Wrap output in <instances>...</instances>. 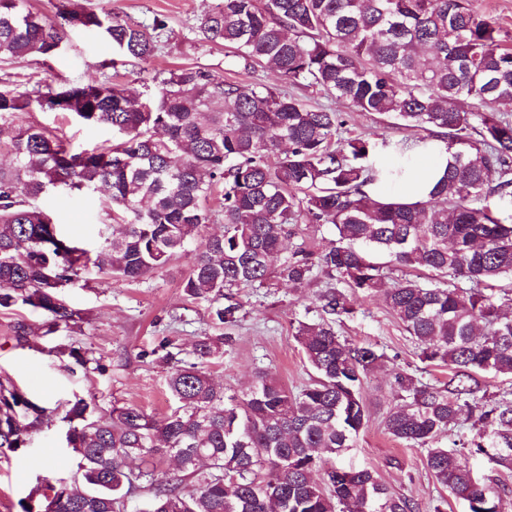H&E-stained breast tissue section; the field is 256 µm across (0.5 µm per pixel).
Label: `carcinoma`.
Listing matches in <instances>:
<instances>
[{
    "instance_id": "cac0c4a2",
    "label": "carcinoma",
    "mask_w": 512,
    "mask_h": 512,
    "mask_svg": "<svg viewBox=\"0 0 512 512\" xmlns=\"http://www.w3.org/2000/svg\"><path fill=\"white\" fill-rule=\"evenodd\" d=\"M56 20L25 0H0V59L55 55L69 29L91 31L127 60L154 55L166 22L134 24L59 0ZM222 41L249 70L270 67L290 87H314L357 112L395 120L413 134L370 138L345 129L341 113L312 106L281 86L226 82L201 66L154 77L142 101L117 83H78L36 98L0 89V126L14 128L12 163L0 167V310L42 312L44 334L76 323L58 289L80 281L85 250L57 236L39 200L56 183L111 191L112 223L100 263L109 278L137 281L198 242L184 282L208 304L213 323L231 327L242 305L230 290L266 284L289 225L329 224L335 240L298 247L278 275L305 288L323 274L319 318L300 321L295 339L314 373L292 393L260 372L246 395H224L196 363L184 364L167 339L152 354L171 365L167 388L178 407L158 420L134 404L97 411L68 402L65 440L78 481L37 490L52 512H124L137 493L146 512H414L367 469L336 458L367 422L362 378L384 357L372 345L340 339L354 312L345 285L379 293L422 359L448 367V383L398 379L403 404L385 418L394 438L427 448L435 482L467 512H504L508 492L479 482L468 456L512 461V398L486 395L480 374L512 378V49L495 19L473 0H217L198 30ZM36 101L44 112L73 114L118 138L73 152L43 128L20 122ZM435 141L450 155L428 198L373 199L370 183H395ZM222 188L224 230L204 234L206 202ZM432 272L387 286L367 254ZM17 343L35 347L37 329L20 320ZM228 336H202L200 361L220 358ZM71 364L104 371L90 348L59 350ZM49 409L0 381V448L28 445ZM475 434L461 448L435 445L462 413ZM173 458L178 471L157 472ZM323 471V481L313 474Z\"/></svg>"
}]
</instances>
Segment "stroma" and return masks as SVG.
<instances>
[{
  "label": "stroma",
  "mask_w": 512,
  "mask_h": 512,
  "mask_svg": "<svg viewBox=\"0 0 512 512\" xmlns=\"http://www.w3.org/2000/svg\"><path fill=\"white\" fill-rule=\"evenodd\" d=\"M87 4L130 23L148 24L154 17L164 18L166 35L148 60L113 68L109 65L114 56L110 45L99 36L72 32L53 57L0 59V88L29 93L37 87L57 89L80 82L109 81L143 92L152 86L154 77L195 65L239 85L279 82L273 71L250 72L232 64L223 43L197 36L213 0H87ZM302 95L312 104L331 103L354 133L400 134L390 119L353 111L341 100L327 101L315 90H303ZM21 121L62 137L75 150L112 140L107 127L85 124L70 114L45 112L35 105ZM108 203L109 195L102 190L72 191L62 186L53 192L47 209L58 233L87 250L90 257L81 282L62 291L70 309L77 313L78 323L41 337L36 348H23L14 340V323L24 319L38 327L43 316L28 307L0 310V379H11L30 399L46 407L65 404L78 395L103 411L115 403H128L161 419L176 403L166 385L170 367L152 355V348L161 339H169L178 347L180 359L190 363L197 337L214 336L218 330L207 304L192 300L183 290L192 252L182 253L137 282L110 279L99 270L95 257L99 230L109 221ZM323 281L322 275H315L299 292L276 277L262 288L243 285L234 289V297L244 306L243 317L230 331L233 343L225 348L223 358L205 365L225 394L240 397L248 393L260 370L271 371L293 392L310 383L313 373L294 332L298 321L316 319L312 301ZM354 306V316L338 328L340 336L373 344L384 357L362 380L368 421L354 447L339 457V464L374 471L390 493L410 499L415 512H466L462 500L435 483L424 466V449L397 441L384 426L388 412L401 403L398 377L408 375L424 385L439 384L447 382V368L421 360L417 344L380 296L358 295ZM70 345L92 348L102 357L105 372L66 370L50 350ZM66 430V423L56 415L32 435L27 447L0 449V512H23L43 479H71L77 461L65 456ZM62 457L67 460L63 466L58 463Z\"/></svg>",
  "instance_id": "1"
}]
</instances>
